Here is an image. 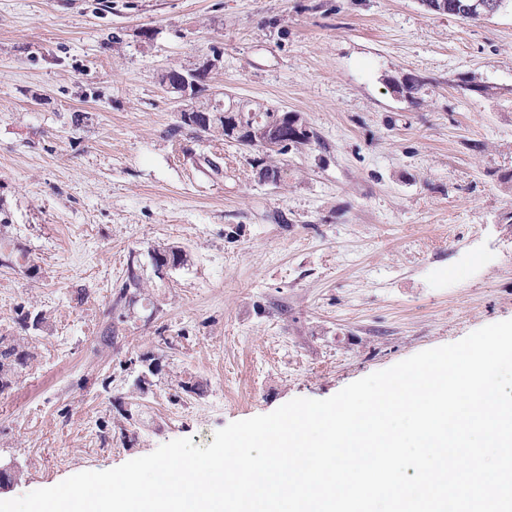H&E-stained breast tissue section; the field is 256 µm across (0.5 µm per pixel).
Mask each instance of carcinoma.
Wrapping results in <instances>:
<instances>
[{"label": "carcinoma", "mask_w": 512, "mask_h": 512, "mask_svg": "<svg viewBox=\"0 0 512 512\" xmlns=\"http://www.w3.org/2000/svg\"><path fill=\"white\" fill-rule=\"evenodd\" d=\"M498 0H421L422 6L434 14H448L462 19H478L480 14L488 15L496 6ZM423 83L417 77H406L401 81H395L390 85L392 92L403 97H410L417 94L422 88ZM238 112L253 114L260 117L263 121H271L268 135L270 139L276 140L282 136H288V144L278 149L265 147L259 144H252L249 141L250 134L244 132L239 137L233 136L226 120L222 117H215L207 125L200 124L195 120L191 123L184 118H179L176 129H191L195 133L215 139H224L234 142L239 146L255 148L261 151V156L254 159V165L259 168V173L268 175L273 181L280 185L288 177V169L277 160V156L285 154L291 148L306 146L314 137L313 131L307 128L301 121V118L293 112H279L268 108L260 103L238 104ZM150 265L166 266L169 270H176L186 265L188 258L184 249L178 246L157 245L148 251ZM25 258V255H15L0 252V266L15 267L24 269L28 276L35 274L36 268L32 265L26 266L19 263V260ZM162 279L158 273L148 275L145 273L144 263L140 258V253L132 249L128 253L125 277L118 285L116 297L113 300L111 309L116 310L121 305H130L137 299L149 295V288L152 287L153 279ZM48 317L42 310H26L20 312L18 316V325L21 333L15 336L0 335V393L11 389L18 381L20 374L25 370L34 359V352L28 340L27 333L30 331H40L46 325Z\"/></svg>", "instance_id": "1"}]
</instances>
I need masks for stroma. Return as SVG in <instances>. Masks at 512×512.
I'll return each mask as SVG.
<instances>
[{
  "label": "stroma",
  "mask_w": 512,
  "mask_h": 512,
  "mask_svg": "<svg viewBox=\"0 0 512 512\" xmlns=\"http://www.w3.org/2000/svg\"><path fill=\"white\" fill-rule=\"evenodd\" d=\"M214 46L212 91L316 133L283 155L287 184L260 182L251 149L172 135L160 77ZM405 74L415 99L388 87ZM510 173L511 5L466 21L420 0H0V250L37 269L0 266V334L18 308L48 317L0 394V461L21 468L0 498L207 446L512 319ZM159 244L187 264L102 347L129 250ZM145 356L161 371L139 394Z\"/></svg>",
  "instance_id": "35a3bbf8"
}]
</instances>
